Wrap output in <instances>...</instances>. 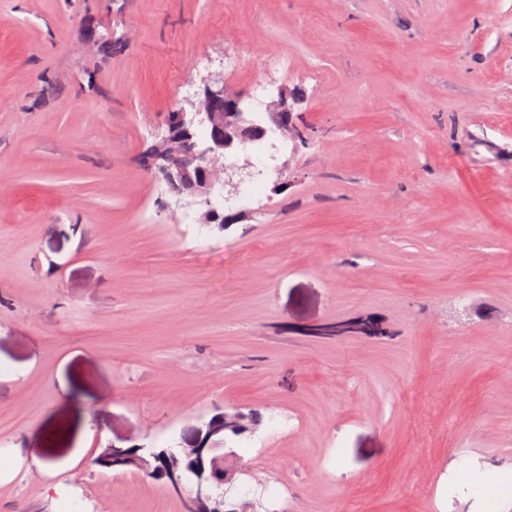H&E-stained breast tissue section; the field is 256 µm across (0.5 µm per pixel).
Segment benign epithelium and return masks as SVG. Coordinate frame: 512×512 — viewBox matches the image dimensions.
Listing matches in <instances>:
<instances>
[{"instance_id":"7a95c632","label":"benign epithelium","mask_w":512,"mask_h":512,"mask_svg":"<svg viewBox=\"0 0 512 512\" xmlns=\"http://www.w3.org/2000/svg\"><path fill=\"white\" fill-rule=\"evenodd\" d=\"M294 94L281 87L277 96L268 105L272 123L290 139L297 141L300 134L290 101ZM206 118L210 135L204 141L195 135L196 117ZM267 129L253 117L246 100L227 91L224 74L216 73L206 80L202 93L191 103V110L175 108L169 113L165 133L159 138L148 157L147 171L154 178L164 180L172 193L180 198H203L210 202L216 185L229 190L236 188L234 178L249 167L244 160L236 170L224 168V156L262 140ZM242 212L221 216L210 208L203 214L206 224H237ZM245 415L237 410H224L197 425V439L178 448L161 451L145 445L135 444L138 467L152 476L151 461L163 456L165 467L160 478L178 492L182 480L189 471L195 473L190 496L185 500L186 512H220L224 503L216 489L234 475L232 462L235 453L224 447L226 433L237 435L245 430Z\"/></svg>"}]
</instances>
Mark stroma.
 Here are the masks:
<instances>
[{
	"instance_id": "35a3bbf8",
	"label": "stroma",
	"mask_w": 512,
	"mask_h": 512,
	"mask_svg": "<svg viewBox=\"0 0 512 512\" xmlns=\"http://www.w3.org/2000/svg\"><path fill=\"white\" fill-rule=\"evenodd\" d=\"M271 52L305 144L182 223L147 147ZM224 406L256 512H512V0H0V512H183L93 460ZM283 141L277 135L276 131L272 130L266 146L260 151L258 163L255 166V174L253 178L244 184L237 193L233 195H225L224 191L218 190L215 194L214 202L217 205L228 208H248L253 205L256 194L255 186L261 180L264 169L267 167L269 161L274 160L275 154L279 151Z\"/></svg>"
}]
</instances>
